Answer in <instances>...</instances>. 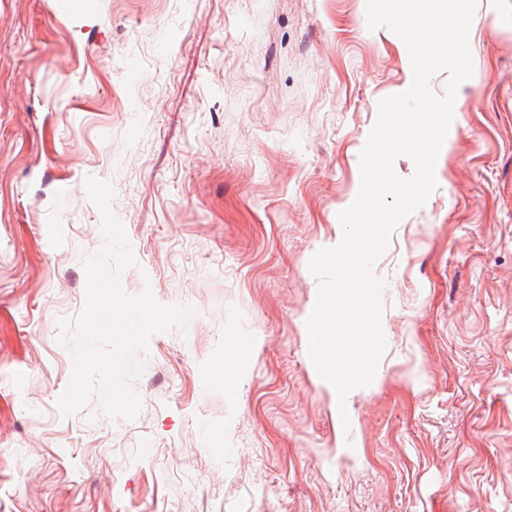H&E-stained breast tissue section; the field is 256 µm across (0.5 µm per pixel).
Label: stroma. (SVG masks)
I'll use <instances>...</instances> for the list:
<instances>
[{
  "label": "stroma",
  "mask_w": 512,
  "mask_h": 512,
  "mask_svg": "<svg viewBox=\"0 0 512 512\" xmlns=\"http://www.w3.org/2000/svg\"><path fill=\"white\" fill-rule=\"evenodd\" d=\"M365 3L0 0V512H512V0H477L438 187L373 266L377 376L343 414L308 354L310 259L412 82ZM90 176L122 291L192 311L137 353L131 421L57 405Z\"/></svg>",
  "instance_id": "obj_1"
}]
</instances>
